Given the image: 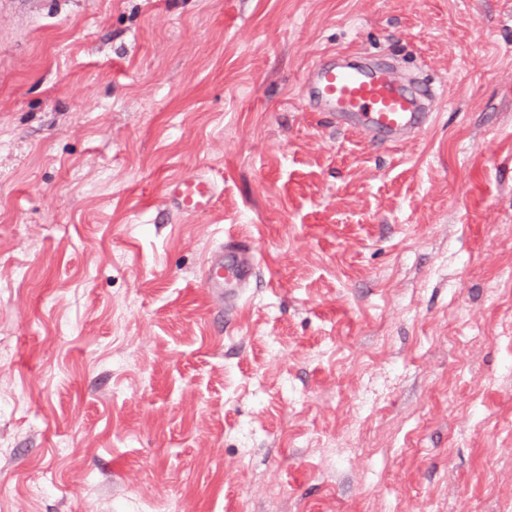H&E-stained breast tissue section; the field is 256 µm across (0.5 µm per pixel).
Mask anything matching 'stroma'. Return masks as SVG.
<instances>
[{
    "label": "stroma",
    "mask_w": 512,
    "mask_h": 512,
    "mask_svg": "<svg viewBox=\"0 0 512 512\" xmlns=\"http://www.w3.org/2000/svg\"><path fill=\"white\" fill-rule=\"evenodd\" d=\"M0 396V512H512V0H0ZM305 89L312 103L331 111L337 126L379 133L390 142L420 129L429 119L423 112L429 92L395 78L383 64L368 58H321ZM167 195L179 213L195 215L212 207L218 195V187L209 177L191 175L171 181ZM242 246L234 236L225 240L224 247L216 251L202 271V281L206 288H217L225 282L233 281L236 288H243L253 275L254 261L241 256Z\"/></svg>",
    "instance_id": "obj_1"
}]
</instances>
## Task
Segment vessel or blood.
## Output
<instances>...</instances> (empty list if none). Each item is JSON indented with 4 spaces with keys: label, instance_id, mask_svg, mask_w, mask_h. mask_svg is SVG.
Returning a JSON list of instances; mask_svg holds the SVG:
<instances>
[{
    "label": "vessel or blood",
    "instance_id": "b4317fda",
    "mask_svg": "<svg viewBox=\"0 0 512 512\" xmlns=\"http://www.w3.org/2000/svg\"><path fill=\"white\" fill-rule=\"evenodd\" d=\"M306 94L312 103L331 111L337 126L379 133L391 142L421 128L429 118L425 91L368 58L320 59L310 72ZM167 195L179 213L195 215L212 207L218 187L209 177L191 175L171 181ZM241 251L237 239L228 237L202 271L204 286L217 288L232 281L244 287L253 275V261Z\"/></svg>",
    "mask_w": 512,
    "mask_h": 512
}]
</instances>
